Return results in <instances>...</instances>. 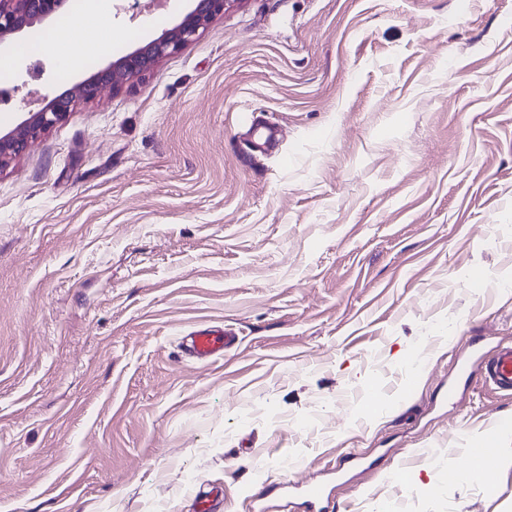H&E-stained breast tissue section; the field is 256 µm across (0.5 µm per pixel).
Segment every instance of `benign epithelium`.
Instances as JSON below:
<instances>
[{"instance_id":"benign-epithelium-1","label":"benign epithelium","mask_w":512,"mask_h":512,"mask_svg":"<svg viewBox=\"0 0 512 512\" xmlns=\"http://www.w3.org/2000/svg\"><path fill=\"white\" fill-rule=\"evenodd\" d=\"M192 2L193 8L176 26L118 58L112 65L76 84L73 91L53 98L47 107L29 114L13 129L0 134V169L22 155L43 133L67 120L76 101H90L108 88L117 89L120 75L128 79L149 72L160 60L196 40L199 31L237 0ZM66 4L67 0H0V42L37 23L57 19Z\"/></svg>"}]
</instances>
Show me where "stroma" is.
Returning <instances> with one entry per match:
<instances>
[{
	"label": "stroma",
	"mask_w": 512,
	"mask_h": 512,
	"mask_svg": "<svg viewBox=\"0 0 512 512\" xmlns=\"http://www.w3.org/2000/svg\"><path fill=\"white\" fill-rule=\"evenodd\" d=\"M188 8L111 0L65 75L15 36L0 130ZM507 343L512 0H236L0 169V512H512V395L457 369ZM235 337L216 327H200L189 333L182 343L186 358L206 363L224 356V350L234 344Z\"/></svg>",
	"instance_id": "1"
}]
</instances>
